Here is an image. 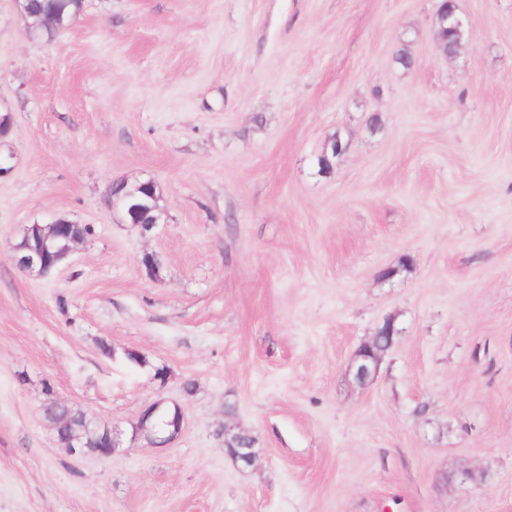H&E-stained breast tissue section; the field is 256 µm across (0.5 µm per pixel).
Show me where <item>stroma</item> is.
Segmentation results:
<instances>
[{"label": "stroma", "mask_w": 512, "mask_h": 512, "mask_svg": "<svg viewBox=\"0 0 512 512\" xmlns=\"http://www.w3.org/2000/svg\"><path fill=\"white\" fill-rule=\"evenodd\" d=\"M440 3L84 0L46 40L0 0V512H512V0H456L451 56ZM149 177L168 221L144 235L107 193ZM60 217L92 235L19 270L21 227ZM50 395L123 451L71 455ZM157 401L184 414L165 448L129 436ZM397 333L398 330L395 328L394 322L391 321L390 328L386 330L385 335H382L383 332L379 329L376 330L374 336L358 349L349 367V373L357 386L365 388L375 380L383 359V355L376 353L375 347L382 338H385L387 348H391ZM224 430V445H229L230 443L236 444V449L234 452L233 448H224L225 454L235 461L236 454V462L243 468H248L253 466L256 461L257 454L251 447L243 446L242 441L248 435L247 432L241 429L235 428H219L218 435L223 434Z\"/></svg>", "instance_id": "obj_1"}]
</instances>
